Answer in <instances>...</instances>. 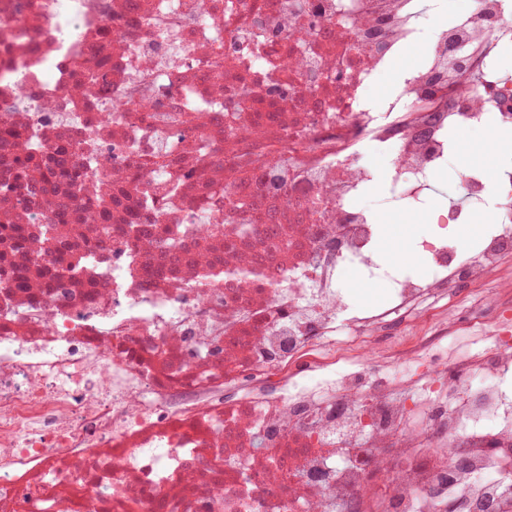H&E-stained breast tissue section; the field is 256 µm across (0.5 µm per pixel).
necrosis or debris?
<instances>
[{
	"label": "necrosis or debris",
	"instance_id": "4bbe7bcc",
	"mask_svg": "<svg viewBox=\"0 0 512 512\" xmlns=\"http://www.w3.org/2000/svg\"><path fill=\"white\" fill-rule=\"evenodd\" d=\"M510 34L512 0H0V170L35 134L55 186L0 196V512H512V317L432 359L512 254V196L453 236L512 168L435 195L452 137L512 127ZM383 205L434 223L427 275L381 255ZM475 216H483V218L473 224L476 225L473 231H471L470 233H464L462 231V226L458 227L456 230L455 235L457 243L460 246V248L464 250H467L478 238H480L483 235L486 224L494 222L498 216V213L495 212V210L489 213H487L486 210H483L476 214ZM342 288L347 290L356 308L369 309L381 306L387 299L388 287L385 283H367L356 276H349Z\"/></svg>",
	"mask_w": 512,
	"mask_h": 512
}]
</instances>
